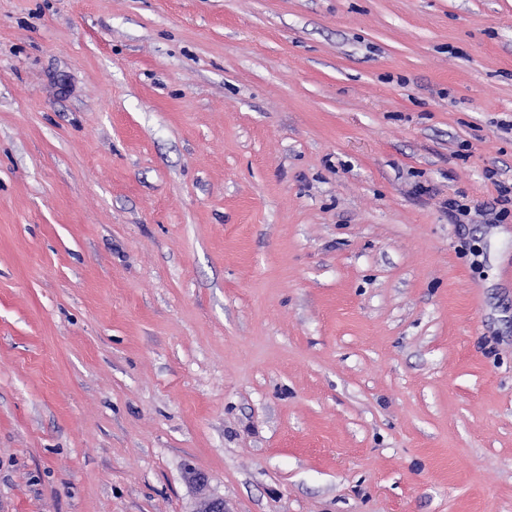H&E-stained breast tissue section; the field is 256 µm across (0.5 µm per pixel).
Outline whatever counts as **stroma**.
I'll return each mask as SVG.
<instances>
[{
    "mask_svg": "<svg viewBox=\"0 0 512 512\" xmlns=\"http://www.w3.org/2000/svg\"><path fill=\"white\" fill-rule=\"evenodd\" d=\"M512 0H0V512H512Z\"/></svg>",
    "mask_w": 512,
    "mask_h": 512,
    "instance_id": "1",
    "label": "stroma"
}]
</instances>
